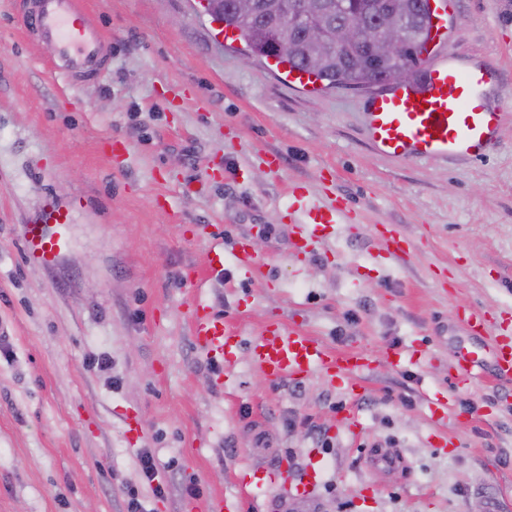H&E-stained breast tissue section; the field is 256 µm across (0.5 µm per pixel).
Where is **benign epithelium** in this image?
Returning <instances> with one entry per match:
<instances>
[{
    "mask_svg": "<svg viewBox=\"0 0 512 512\" xmlns=\"http://www.w3.org/2000/svg\"><path fill=\"white\" fill-rule=\"evenodd\" d=\"M335 8L331 0H234L239 14L252 20L264 13L271 19L281 48L293 47L290 35L298 29L303 30L305 42L318 44L329 53L349 49L379 60L394 56L408 43L406 0H366L364 13L373 17L372 23L326 25L318 21Z\"/></svg>",
    "mask_w": 512,
    "mask_h": 512,
    "instance_id": "7a95c632",
    "label": "benign epithelium"
}]
</instances>
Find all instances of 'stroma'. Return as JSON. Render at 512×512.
<instances>
[{"instance_id": "35a3bbf8", "label": "stroma", "mask_w": 512, "mask_h": 512, "mask_svg": "<svg viewBox=\"0 0 512 512\" xmlns=\"http://www.w3.org/2000/svg\"><path fill=\"white\" fill-rule=\"evenodd\" d=\"M29 6L0 0V512H124L129 488L150 512L213 495L276 512L269 471L311 463L315 496L290 512H512V381L453 383L458 351H485L512 310V0L448 3L449 50L496 70L502 123L476 160L379 155L371 90L288 85L197 0H84L106 63L67 86L21 24ZM294 186L349 210L306 251L292 247ZM50 199L77 207L48 268L22 233ZM217 234L225 272L197 284ZM242 241L263 263L252 281L234 269ZM197 301L239 336L220 378L193 341ZM471 307L483 338L460 320ZM273 325L369 363L351 386L318 370L269 383L251 346ZM378 449L398 465L375 468Z\"/></svg>"}]
</instances>
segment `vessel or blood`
Masks as SVG:
<instances>
[{"mask_svg":"<svg viewBox=\"0 0 512 512\" xmlns=\"http://www.w3.org/2000/svg\"><path fill=\"white\" fill-rule=\"evenodd\" d=\"M24 24L54 47L53 68L63 81L97 72L104 36L86 20L82 0H34ZM491 76V64L465 68L447 47L436 48L427 60L421 87H389L371 97L364 120L370 146L389 158L483 156L493 144L502 118L487 103ZM73 209L70 203L50 202L39 217L25 225L24 248L29 259L48 267L56 263L69 245L67 229ZM343 215V210L334 206L306 208L310 229L296 241V248L310 247ZM192 334L197 347L218 368L238 337L222 316L201 303L194 310ZM490 352L496 374L511 378L512 345L497 342ZM253 353L257 368L272 383L315 369L344 377L365 364L362 357L336 355L317 339L283 327L265 330L255 341ZM481 365L478 353L461 351L454 364L455 386L467 387Z\"/></svg>","mask_w":512,"mask_h":512,"instance_id":"1","label":"vessel or blood"}]
</instances>
